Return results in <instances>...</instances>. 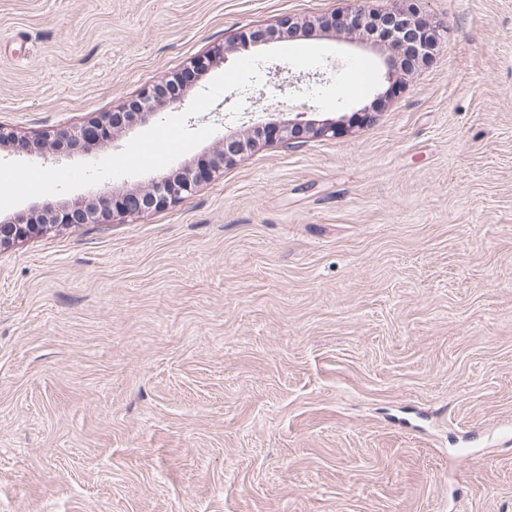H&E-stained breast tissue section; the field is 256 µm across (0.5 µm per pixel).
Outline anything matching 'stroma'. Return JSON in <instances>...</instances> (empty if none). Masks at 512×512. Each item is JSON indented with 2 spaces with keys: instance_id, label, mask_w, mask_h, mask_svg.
Listing matches in <instances>:
<instances>
[{
  "instance_id": "obj_1",
  "label": "stroma",
  "mask_w": 512,
  "mask_h": 512,
  "mask_svg": "<svg viewBox=\"0 0 512 512\" xmlns=\"http://www.w3.org/2000/svg\"><path fill=\"white\" fill-rule=\"evenodd\" d=\"M365 4L0 0V160L118 153L31 146L288 18L354 50L316 22ZM408 4L439 46L343 135L0 249V512H512V0ZM341 66L187 125L321 118Z\"/></svg>"
}]
</instances>
